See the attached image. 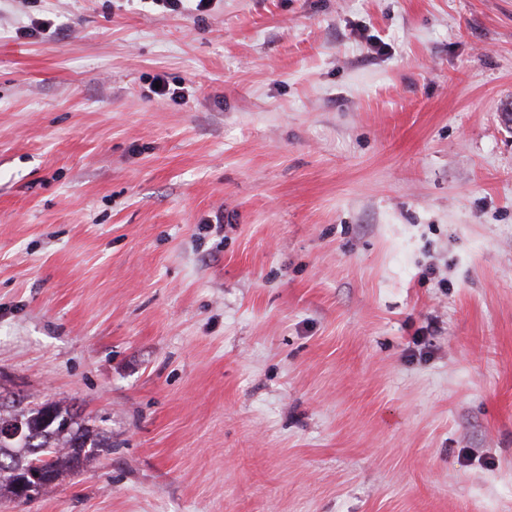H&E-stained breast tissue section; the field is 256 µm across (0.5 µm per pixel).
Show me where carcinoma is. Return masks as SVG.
Instances as JSON below:
<instances>
[{"instance_id":"obj_1","label":"carcinoma","mask_w":512,"mask_h":512,"mask_svg":"<svg viewBox=\"0 0 512 512\" xmlns=\"http://www.w3.org/2000/svg\"><path fill=\"white\" fill-rule=\"evenodd\" d=\"M17 423L22 435L0 441V500L17 506L22 487H35L39 498L112 447L103 432L83 423L73 399L32 404L25 395L0 397V429Z\"/></svg>"}]
</instances>
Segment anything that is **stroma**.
<instances>
[{
	"instance_id": "35a3bbf8",
	"label": "stroma",
	"mask_w": 512,
	"mask_h": 512,
	"mask_svg": "<svg viewBox=\"0 0 512 512\" xmlns=\"http://www.w3.org/2000/svg\"><path fill=\"white\" fill-rule=\"evenodd\" d=\"M507 101L512 0H0V390L112 437L0 512H512Z\"/></svg>"
}]
</instances>
